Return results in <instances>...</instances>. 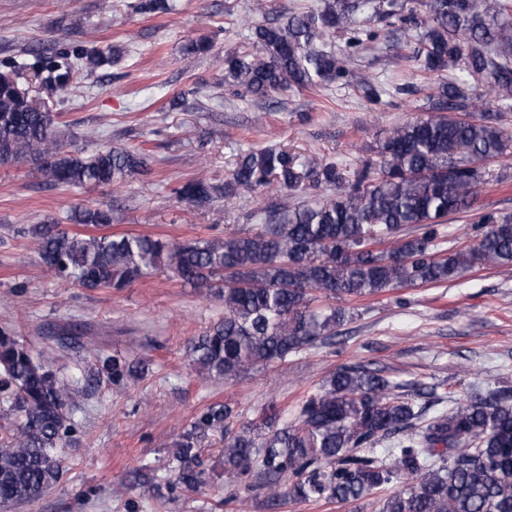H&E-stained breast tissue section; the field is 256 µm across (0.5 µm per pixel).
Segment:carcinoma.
Wrapping results in <instances>:
<instances>
[{
  "mask_svg": "<svg viewBox=\"0 0 512 512\" xmlns=\"http://www.w3.org/2000/svg\"><path fill=\"white\" fill-rule=\"evenodd\" d=\"M367 13L409 37L403 57L426 74L454 70L430 87L425 115L384 133L380 165L350 171L324 166L283 148L242 155L214 184L192 179L177 189L196 205L231 201L260 189L327 187L311 203L264 212V222L223 238L184 242L143 234H80L52 218L21 230L41 263L82 288L121 291L167 271L224 302V318L187 347L207 377L234 381L251 371L288 365V358L336 337L345 304L405 287L448 282L474 267L512 265V216L486 212L473 244L443 248L444 224L468 212L493 179L485 162L501 156L504 133L458 112L512 108V0H324L318 10L254 29L253 51L224 53V83L257 99L338 81H354L377 101L390 91L354 66L381 30L356 26ZM348 35L342 55L326 49ZM204 38L181 45L185 58L205 57ZM121 54L118 46L73 54L29 50L0 71V166L29 165L53 185L119 186L150 171L138 147L102 146L88 156L66 149L60 122L29 95L30 75L58 98H70L80 71ZM70 220L112 225V207H75ZM143 368L98 352L84 387L125 386ZM436 386L401 383L365 364L336 367L302 402L296 421L278 425L269 406L237 423L228 403L206 405L175 441V482L206 483L198 468L211 432L224 439V474L249 478L275 505L291 499L375 512H512V397L472 393L448 404ZM79 390L59 380L52 358L34 354L0 330V507L39 499L62 475V448L79 431Z\"/></svg>",
  "mask_w": 512,
  "mask_h": 512,
  "instance_id": "obj_1",
  "label": "carcinoma"
}]
</instances>
